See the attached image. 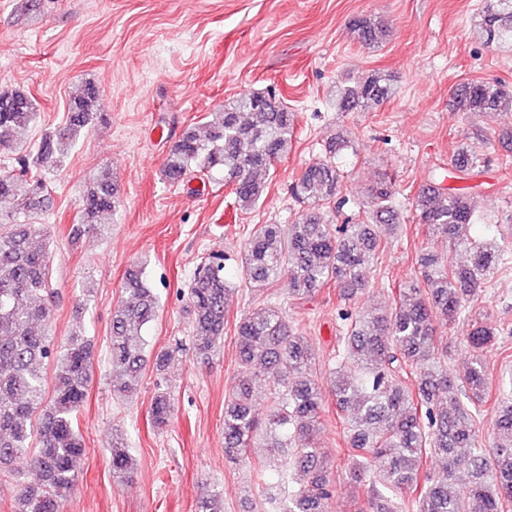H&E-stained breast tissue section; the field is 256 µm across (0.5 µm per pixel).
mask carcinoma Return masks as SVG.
<instances>
[{
  "mask_svg": "<svg viewBox=\"0 0 512 512\" xmlns=\"http://www.w3.org/2000/svg\"><path fill=\"white\" fill-rule=\"evenodd\" d=\"M354 38L369 46L388 36L385 24L361 17ZM477 35L486 43L512 44V0H484ZM391 75L375 71L336 87L340 112H366L394 96ZM454 110L466 114L512 111V87L467 82L452 92ZM36 98L24 89L0 87V149L15 154L18 172L0 175V469L28 460L41 483L17 493L19 512H61L70 496L76 464L85 453L77 416L93 372L89 340L74 335L55 343L46 331L59 299L51 264L50 231L28 219L51 204L47 174L62 166L78 141L104 120L99 90L88 82L70 99L64 125L29 133L40 118ZM296 113L269 92L247 91L224 100L199 126L183 130L166 156L162 176L178 185L192 172L221 180L241 210L254 208L266 194V175L292 143ZM349 140L334 134L326 159L308 165L289 188L301 213L289 224H260L241 254L245 281L258 292L255 307L236 323V390L224 401V455L233 463L253 448L279 457L281 466L304 474L296 488L270 482L264 465L255 468L262 488L260 512H327L335 491L331 465L314 442L324 396L312 367L308 338L268 290L283 282L293 300L311 298L331 285L338 290L336 357L332 393L344 423L348 473L368 483L367 507L360 512H512V377L491 386L488 353L499 331L473 309L483 302L493 271L505 260L489 239L465 235L474 223L472 193L432 180L415 197L418 221L429 233L467 255L450 266L429 252L421 258V279L399 289L390 308L360 314L347 302L366 290L368 272L381 246L397 234L403 216L396 188L383 176L357 203L365 219L333 226L323 218L336 203L341 175L332 158ZM456 179L479 170L478 156L454 155ZM119 206L118 188L103 169L84 185L82 205L72 225L75 243L104 231ZM227 256L208 254L187 288L186 313L195 357L207 366L220 349L227 323L224 277ZM159 298L138 263L127 271L120 301L112 312L109 361L112 392L122 399L135 391L148 362L164 371L170 353L146 354L145 332ZM469 322L464 337L463 377L448 374L451 346L440 325ZM55 362L53 388L46 394L44 365ZM273 378L263 420L252 402L254 383ZM170 393L157 387L149 417L167 426ZM489 423L491 445L480 431ZM113 475L133 479L135 463L123 438L113 439ZM221 492L212 489L195 512H221Z\"/></svg>",
  "mask_w": 512,
  "mask_h": 512,
  "instance_id": "1",
  "label": "carcinoma"
}]
</instances>
